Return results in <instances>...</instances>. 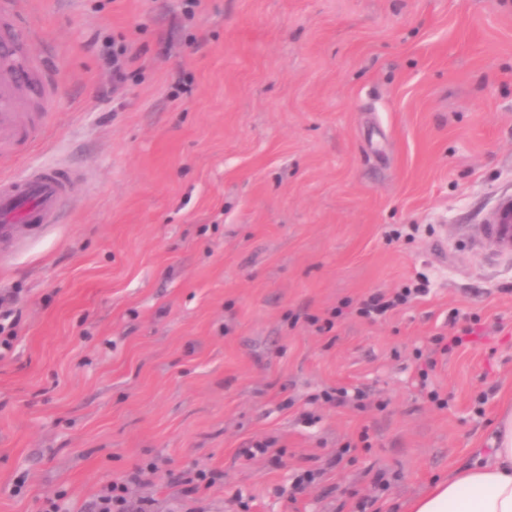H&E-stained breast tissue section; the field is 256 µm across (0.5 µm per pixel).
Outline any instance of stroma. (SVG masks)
Listing matches in <instances>:
<instances>
[{
    "mask_svg": "<svg viewBox=\"0 0 512 512\" xmlns=\"http://www.w3.org/2000/svg\"><path fill=\"white\" fill-rule=\"evenodd\" d=\"M19 7L59 86L12 169L76 182L61 223L0 243L20 314L0 512L58 493L88 512L149 461L133 495L154 512H405L490 455L512 405V250L485 234L512 201V0ZM114 41L133 55L122 85ZM422 280L385 319L356 315ZM453 317L475 334L422 375ZM264 439L278 463L244 458ZM195 467L222 477L190 502Z\"/></svg>",
    "mask_w": 512,
    "mask_h": 512,
    "instance_id": "1",
    "label": "stroma"
}]
</instances>
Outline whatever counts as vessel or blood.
Listing matches in <instances>:
<instances>
[{
	"label": "vessel or blood",
	"instance_id": "b4317fda",
	"mask_svg": "<svg viewBox=\"0 0 512 512\" xmlns=\"http://www.w3.org/2000/svg\"><path fill=\"white\" fill-rule=\"evenodd\" d=\"M32 31L16 0H0V239L18 224H55L74 185L70 171L35 166L19 174L7 162L22 145L39 141L44 123L28 119L22 105L40 93L44 111H51L56 86L40 56L28 55Z\"/></svg>",
	"mask_w": 512,
	"mask_h": 512
}]
</instances>
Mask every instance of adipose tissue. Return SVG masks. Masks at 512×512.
Returning a JSON list of instances; mask_svg holds the SVG:
<instances>
[{"instance_id":"obj_1","label":"adipose tissue","mask_w":512,"mask_h":512,"mask_svg":"<svg viewBox=\"0 0 512 512\" xmlns=\"http://www.w3.org/2000/svg\"><path fill=\"white\" fill-rule=\"evenodd\" d=\"M495 448L482 463L467 465L412 499L407 512H512V409L501 413Z\"/></svg>"}]
</instances>
